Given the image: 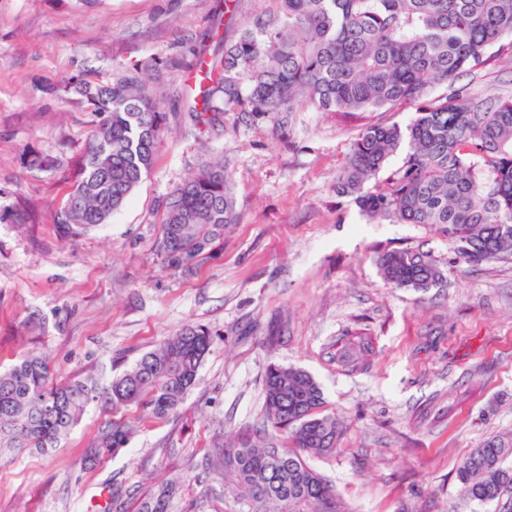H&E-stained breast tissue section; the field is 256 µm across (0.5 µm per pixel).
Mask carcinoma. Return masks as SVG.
Instances as JSON below:
<instances>
[{"instance_id":"cac0c4a2","label":"carcinoma","mask_w":512,"mask_h":512,"mask_svg":"<svg viewBox=\"0 0 512 512\" xmlns=\"http://www.w3.org/2000/svg\"><path fill=\"white\" fill-rule=\"evenodd\" d=\"M280 11L250 18L224 54L223 73L206 68L194 98L199 128L215 130L236 110L274 118L283 131L295 102L343 116L421 107L405 125L367 124L336 178V193L351 196L372 216L393 214L448 239L467 265L512 259V98L481 96L456 81L512 35V0H279ZM162 64H133L110 79L94 74L63 92L81 97L95 116L79 173L54 219L66 237L112 220L141 184L167 125L148 92ZM436 84L450 93L431 97ZM408 151L386 187L369 184L402 143ZM25 168L59 165L34 150ZM236 219L235 199L220 160L189 175L166 199L157 245L162 265L191 273L216 257L213 242ZM379 266L392 288L425 292L444 282L428 251L396 249ZM213 338L200 324L185 326L112 379L105 401L118 412L164 419L197 385ZM263 396L271 430L207 456L208 475L229 484L239 512H343L332 486L309 464L338 450L340 427L326 413L319 383L308 372L271 363ZM97 398L95 383L55 381L46 355L28 354L0 369V448L58 447ZM136 420L106 423L86 449L93 468L127 447ZM471 502L484 506L512 492V437L493 436L457 469ZM180 487L167 482L140 501L137 512H186Z\"/></svg>"}]
</instances>
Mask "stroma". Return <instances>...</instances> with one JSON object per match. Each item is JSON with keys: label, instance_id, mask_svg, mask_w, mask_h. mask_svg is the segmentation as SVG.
<instances>
[{"label": "stroma", "instance_id": "35a3bbf8", "mask_svg": "<svg viewBox=\"0 0 512 512\" xmlns=\"http://www.w3.org/2000/svg\"><path fill=\"white\" fill-rule=\"evenodd\" d=\"M278 0H0V366L45 354L54 378L99 386L186 325L213 337L199 384L164 420L141 419L125 451L86 470L85 448L112 418L91 404L58 448L15 449L0 460V512H101L110 495L136 512L163 479L183 477L184 505L233 512L232 494L201 466L266 423L270 363L299 367L321 385L341 425L335 454L311 459L345 512H512V493L476 507L457 478L472 448L512 434V260L462 263L447 239L420 224L369 217L336 193V177L362 125H404L417 110L343 117L299 108L283 134L267 116L227 112L199 132L190 112L196 52L219 63L244 20ZM498 59L461 85L512 95V37ZM168 126L150 173L110 223L61 239L54 212L75 175L93 116L79 96L52 95L88 74L111 78L150 59ZM64 159L27 172V148ZM220 159L238 220L216 258L190 275L164 269L156 248L161 204L205 162ZM33 220L13 223V211ZM430 252L443 287L388 286L378 259L393 249ZM39 313L45 333L26 321ZM371 339L362 367L334 356Z\"/></svg>", "mask_w": 512, "mask_h": 512}]
</instances>
